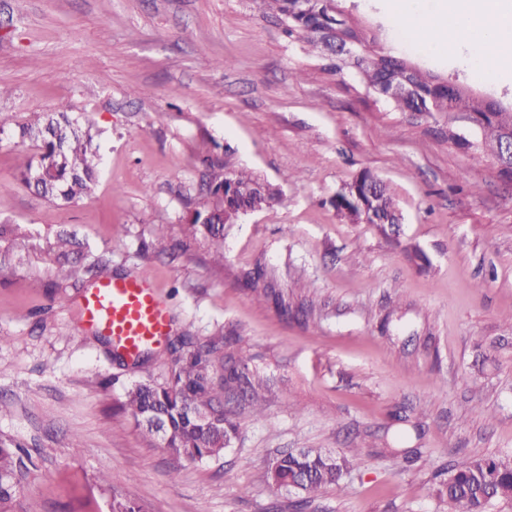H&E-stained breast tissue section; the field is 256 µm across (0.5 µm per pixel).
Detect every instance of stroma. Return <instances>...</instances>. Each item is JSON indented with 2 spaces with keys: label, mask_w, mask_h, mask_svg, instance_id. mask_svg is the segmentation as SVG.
I'll return each instance as SVG.
<instances>
[{
  "label": "stroma",
  "mask_w": 512,
  "mask_h": 512,
  "mask_svg": "<svg viewBox=\"0 0 512 512\" xmlns=\"http://www.w3.org/2000/svg\"><path fill=\"white\" fill-rule=\"evenodd\" d=\"M386 2L341 6L385 52L512 107L511 72L418 46ZM46 112L90 125L103 164L61 207L18 179L34 144L0 135V439L31 455L12 512H111L116 492L144 512H287L261 473L288 448L359 451L344 492L306 512H444L452 461L512 455V180L466 119L398 112L324 72L264 0H0V118ZM227 157L288 203L227 229L217 265L185 220ZM364 171L396 196L391 236L333 205ZM61 230L82 268L151 277L172 335L236 329L276 390L262 416L240 410L223 456L174 458L122 409L170 351L144 371L113 360L83 320L84 284L61 273ZM258 269L289 316L247 285Z\"/></svg>",
  "instance_id": "stroma-1"
}]
</instances>
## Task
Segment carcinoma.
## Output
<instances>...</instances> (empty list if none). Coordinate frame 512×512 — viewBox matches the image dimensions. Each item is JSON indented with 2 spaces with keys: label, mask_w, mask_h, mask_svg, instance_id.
<instances>
[{
  "label": "carcinoma",
  "mask_w": 512,
  "mask_h": 512,
  "mask_svg": "<svg viewBox=\"0 0 512 512\" xmlns=\"http://www.w3.org/2000/svg\"><path fill=\"white\" fill-rule=\"evenodd\" d=\"M340 0H314V14L302 18L295 14L294 0H266L268 10L284 23V33L306 44L324 57L329 49L328 31L336 24L343 31L357 34L354 23L343 17ZM325 70L341 75L351 72L369 90H375L396 73L406 81L409 95L389 104L400 112H457L467 117L482 111L483 103L462 88L448 95L442 80L413 66L405 59L385 54L367 44L352 60H336ZM512 129V111L501 108L495 119L481 128L480 146L497 156L503 136ZM18 137L35 144L37 152L23 159L19 168L27 188L53 202L75 203L93 190L102 164L93 135L84 130L67 112L43 113L19 127ZM209 190L214 198L203 210L186 220L194 233L208 238L214 259L224 262V228L235 223L246 210H259L273 203L282 204V194L259 178L236 169L226 160L212 166ZM241 337L233 328L223 335L198 341L180 337L172 351L171 365L163 380L151 377L136 381L125 393L122 408L146 432L145 421L159 416L165 424L157 438L161 447L178 459L202 461L216 459L231 447L240 433L232 403L242 401L255 414H262L259 401L271 391L268 379L249 368L242 357ZM207 410L210 420L198 423L191 411ZM28 454L18 444L0 442V512H10L21 480L27 473ZM353 460L321 449L292 451L286 457L275 455L264 472V481L276 490L310 495L324 488L341 489ZM437 497L448 504V512H486L493 501H512V456H477L456 461L448 477L439 483ZM112 512H142L138 501L121 494L112 495Z\"/></svg>",
  "instance_id": "obj_1"
}]
</instances>
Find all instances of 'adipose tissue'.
<instances>
[{"label": "adipose tissue", "mask_w": 512, "mask_h": 512, "mask_svg": "<svg viewBox=\"0 0 512 512\" xmlns=\"http://www.w3.org/2000/svg\"><path fill=\"white\" fill-rule=\"evenodd\" d=\"M398 22L423 43L455 53L468 46V63L488 76L512 64V0H448L444 23H431L423 6L391 0Z\"/></svg>", "instance_id": "adipose-tissue-1"}]
</instances>
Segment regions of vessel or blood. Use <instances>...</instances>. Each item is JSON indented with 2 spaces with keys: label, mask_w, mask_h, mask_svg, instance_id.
Returning a JSON list of instances; mask_svg holds the SVG:
<instances>
[{
  "label": "vessel or blood",
  "mask_w": 512,
  "mask_h": 512,
  "mask_svg": "<svg viewBox=\"0 0 512 512\" xmlns=\"http://www.w3.org/2000/svg\"><path fill=\"white\" fill-rule=\"evenodd\" d=\"M82 314L92 328L104 329L134 356L170 335L169 310L149 277L102 280L83 299Z\"/></svg>",
  "instance_id": "b4317fda"
}]
</instances>
